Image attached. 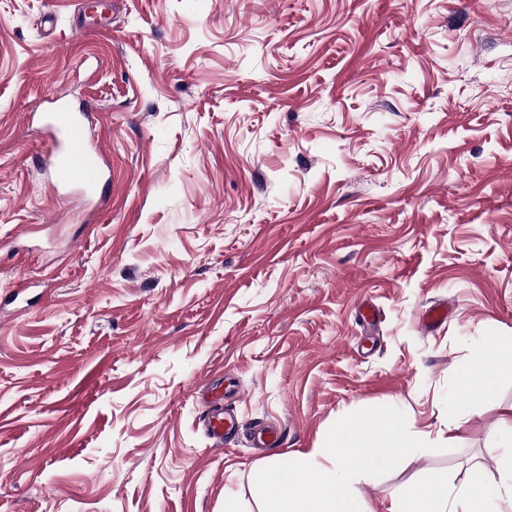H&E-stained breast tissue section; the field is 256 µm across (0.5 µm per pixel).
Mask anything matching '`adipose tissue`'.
Returning <instances> with one entry per match:
<instances>
[{"label": "adipose tissue", "mask_w": 512, "mask_h": 512, "mask_svg": "<svg viewBox=\"0 0 512 512\" xmlns=\"http://www.w3.org/2000/svg\"><path fill=\"white\" fill-rule=\"evenodd\" d=\"M507 370H512V336L496 338L472 352L459 367L454 382L456 403L494 402L499 378ZM496 451L498 480H490L475 465L457 488L435 480L409 482L400 487L389 512H488L493 501L499 503V512H512V435L500 440Z\"/></svg>", "instance_id": "obj_1"}]
</instances>
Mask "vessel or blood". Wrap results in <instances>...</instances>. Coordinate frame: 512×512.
Returning a JSON list of instances; mask_svg holds the SVG:
<instances>
[{"mask_svg":"<svg viewBox=\"0 0 512 512\" xmlns=\"http://www.w3.org/2000/svg\"><path fill=\"white\" fill-rule=\"evenodd\" d=\"M83 111L60 105L55 111L46 113L45 127L52 139L48 165L58 176L62 185H80L95 188L104 177L97 162L99 149L87 139ZM222 392H215L213 408L204 420L205 429L216 445H223L224 437L235 425L233 416L224 413Z\"/></svg>","mask_w":512,"mask_h":512,"instance_id":"obj_1","label":"vessel or blood"}]
</instances>
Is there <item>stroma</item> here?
Wrapping results in <instances>:
<instances>
[{
	"instance_id": "35a3bbf8",
	"label": "stroma",
	"mask_w": 512,
	"mask_h": 512,
	"mask_svg": "<svg viewBox=\"0 0 512 512\" xmlns=\"http://www.w3.org/2000/svg\"><path fill=\"white\" fill-rule=\"evenodd\" d=\"M108 4L0 0V295L27 286L0 309V512H259L256 470L348 413L437 436L460 364L512 336V0ZM61 94L102 212L41 163ZM498 399L352 490L389 512L408 481L497 479L511 374ZM222 400H224V394L221 391H216L212 400L213 409L204 419L205 429L209 437L215 441L216 446L224 444V435H227L228 430L235 425L233 416L224 415Z\"/></svg>"
}]
</instances>
